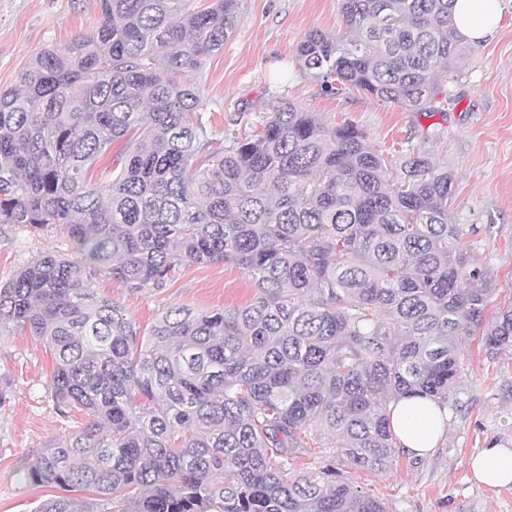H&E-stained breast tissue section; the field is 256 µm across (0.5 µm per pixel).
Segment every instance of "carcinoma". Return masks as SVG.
<instances>
[{
	"label": "carcinoma",
	"instance_id": "obj_1",
	"mask_svg": "<svg viewBox=\"0 0 512 512\" xmlns=\"http://www.w3.org/2000/svg\"><path fill=\"white\" fill-rule=\"evenodd\" d=\"M242 2L99 0L94 31L0 90V224L71 243L0 283V324L48 344L57 411L89 417L27 469L62 490L35 512H386L341 467L393 470L406 395L458 410L463 337L512 349V308L485 323L498 283L448 223L452 174L418 146L392 161L355 125L281 99L202 155L191 76ZM454 2L340 0L344 32L309 31L299 69L433 112L473 51ZM121 139L112 179L88 181ZM217 262L254 282L249 303L174 305L142 331L97 288L157 291ZM309 448L318 462L295 469Z\"/></svg>",
	"mask_w": 512,
	"mask_h": 512
}]
</instances>
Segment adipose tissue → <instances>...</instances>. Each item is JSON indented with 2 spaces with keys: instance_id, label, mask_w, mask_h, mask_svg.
Returning a JSON list of instances; mask_svg holds the SVG:
<instances>
[{
  "instance_id": "1",
  "label": "adipose tissue",
  "mask_w": 512,
  "mask_h": 512,
  "mask_svg": "<svg viewBox=\"0 0 512 512\" xmlns=\"http://www.w3.org/2000/svg\"><path fill=\"white\" fill-rule=\"evenodd\" d=\"M503 20L499 0H456L453 23L468 41L477 43L493 36ZM447 409L425 397L402 398L391 414V428L404 449L424 457L436 448ZM477 481L490 487L512 484V450L495 445L475 454L470 463Z\"/></svg>"
}]
</instances>
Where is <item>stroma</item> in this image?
<instances>
[{
	"instance_id": "35a3bbf8",
	"label": "stroma",
	"mask_w": 512,
	"mask_h": 512,
	"mask_svg": "<svg viewBox=\"0 0 512 512\" xmlns=\"http://www.w3.org/2000/svg\"><path fill=\"white\" fill-rule=\"evenodd\" d=\"M500 29L456 68L445 85L448 100L433 113L409 112L357 90L325 93L298 67L295 48L304 34L342 26L339 0H244L234 34L195 76L210 146L222 152L258 127L272 101L285 99L327 124L351 123L381 153L395 156L420 146L454 177L448 221L461 225L473 263L499 284L487 310L512 307V0H502ZM101 22L97 0H0V90L15 87L20 72L45 47L91 33ZM59 230L0 225V281L48 250L68 252ZM140 328L173 305L197 309L238 307L254 283L230 263L184 268L160 291L132 292L100 279ZM467 367L460 411L449 414L436 448L425 457L400 455L390 474L353 473L357 485L381 499L388 512H512V485L479 483L469 460L488 445L512 449V351L488 355L479 336L463 340ZM54 359L29 332L0 325V512H34L54 487L29 482L25 472L46 448L87 416H62L47 385Z\"/></svg>"
}]
</instances>
